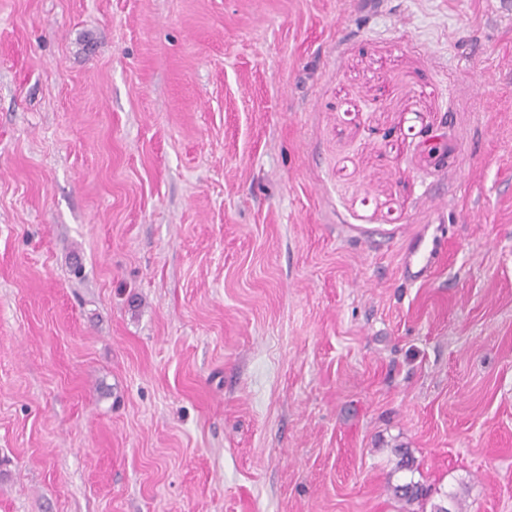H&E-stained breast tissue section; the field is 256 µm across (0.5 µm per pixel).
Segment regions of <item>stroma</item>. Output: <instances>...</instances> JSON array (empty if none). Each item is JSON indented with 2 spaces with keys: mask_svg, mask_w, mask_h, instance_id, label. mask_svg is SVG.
<instances>
[{
  "mask_svg": "<svg viewBox=\"0 0 512 512\" xmlns=\"http://www.w3.org/2000/svg\"><path fill=\"white\" fill-rule=\"evenodd\" d=\"M399 447L512 512V0H0V512H403ZM439 247L433 239L429 244L420 239L413 248L408 249L403 257V271L410 283L424 280L430 276L434 268Z\"/></svg>",
  "mask_w": 512,
  "mask_h": 512,
  "instance_id": "obj_1",
  "label": "stroma"
}]
</instances>
